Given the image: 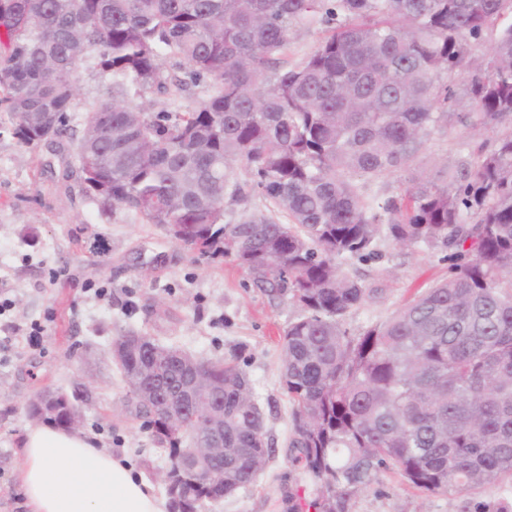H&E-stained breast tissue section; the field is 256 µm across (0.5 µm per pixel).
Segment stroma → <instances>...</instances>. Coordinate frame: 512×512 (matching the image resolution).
<instances>
[{
  "instance_id": "1",
  "label": "stroma",
  "mask_w": 512,
  "mask_h": 512,
  "mask_svg": "<svg viewBox=\"0 0 512 512\" xmlns=\"http://www.w3.org/2000/svg\"><path fill=\"white\" fill-rule=\"evenodd\" d=\"M75 115L111 99L113 78L95 59L77 74ZM0 111V512H24L15 472L32 420L30 400L46 390L73 397L82 432L96 447L132 465L155 491L166 455L127 401V386L111 355L115 336L135 332L172 342L205 358L239 349L265 417L271 448L256 481L203 512H285L290 492L306 505L319 481L292 465L291 406L281 385V337L298 311L253 288L230 257L207 258L129 211L101 210L83 196L78 176L63 178L70 145L26 146L11 135ZM473 131L452 124L427 142L412 167L431 175L438 160L471 142ZM376 257L348 260L345 272L369 282L385 278L383 299L346 317L350 331L389 317L447 277L441 253L403 250L388 239ZM104 296H96V289ZM41 340L28 341L31 324ZM462 495L414 489L396 472H379L352 500L351 512H460Z\"/></svg>"
}]
</instances>
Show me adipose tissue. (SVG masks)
Listing matches in <instances>:
<instances>
[{
	"mask_svg": "<svg viewBox=\"0 0 512 512\" xmlns=\"http://www.w3.org/2000/svg\"><path fill=\"white\" fill-rule=\"evenodd\" d=\"M17 479L26 512H167L122 459L75 432L28 427Z\"/></svg>",
	"mask_w": 512,
	"mask_h": 512,
	"instance_id": "1",
	"label": "adipose tissue"
}]
</instances>
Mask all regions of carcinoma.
Returning a JSON list of instances; mask_svg holds the SVG:
<instances>
[{
  "label": "carcinoma",
  "instance_id": "cac0c4a2",
  "mask_svg": "<svg viewBox=\"0 0 512 512\" xmlns=\"http://www.w3.org/2000/svg\"><path fill=\"white\" fill-rule=\"evenodd\" d=\"M0 0V107L28 146L69 138L81 191L103 210L132 211L166 232L196 226L190 249L232 256L253 287L300 310L282 336L292 406V461L322 482L319 512L393 470L425 492L467 494L512 478V24L464 69L471 40L512 15V0ZM336 17L316 50L288 65L290 36ZM115 79L112 100L79 120L76 74L88 55ZM183 66L185 78L165 74ZM460 73L461 89L448 84ZM211 81L181 112H155L147 92ZM454 122L477 138L439 168L375 204L363 191L410 169ZM251 176L266 211L224 223ZM280 211L288 215L283 224ZM448 260V277L356 334L353 309L383 293L343 270L379 237ZM122 377L160 343L142 337ZM236 353L207 360L224 406V461L208 484L187 481L169 512H201L249 481L269 454L263 412ZM182 403L176 367L148 375ZM28 414L63 428L68 406ZM168 463L195 466L192 413L167 432L156 404L136 403Z\"/></svg>",
  "mask_w": 512,
  "mask_h": 512
}]
</instances>
